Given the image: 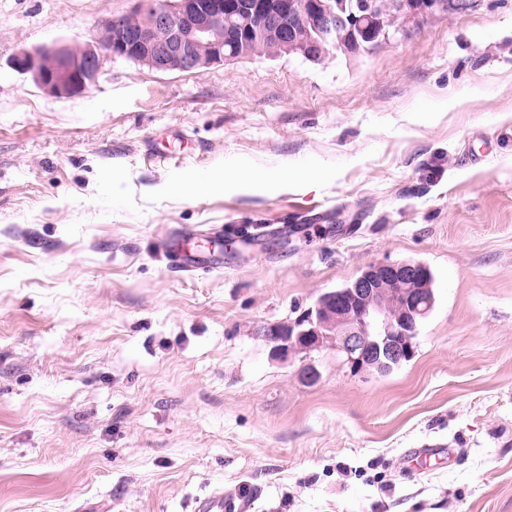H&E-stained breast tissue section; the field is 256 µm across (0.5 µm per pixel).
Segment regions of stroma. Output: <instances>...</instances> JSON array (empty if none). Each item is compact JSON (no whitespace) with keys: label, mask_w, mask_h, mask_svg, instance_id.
Listing matches in <instances>:
<instances>
[{"label":"stroma","mask_w":512,"mask_h":512,"mask_svg":"<svg viewBox=\"0 0 512 512\" xmlns=\"http://www.w3.org/2000/svg\"><path fill=\"white\" fill-rule=\"evenodd\" d=\"M131 7L0 0V512H512V0L318 62L108 59L69 100L14 69ZM228 224L260 235L176 271ZM407 259L410 361L275 355L267 327ZM246 502L242 498V502L237 506L234 499H224V493L210 494L197 501L196 512H241L245 511Z\"/></svg>","instance_id":"obj_1"}]
</instances>
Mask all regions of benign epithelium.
<instances>
[{
	"label": "benign epithelium",
	"instance_id": "7a95c632",
	"mask_svg": "<svg viewBox=\"0 0 512 512\" xmlns=\"http://www.w3.org/2000/svg\"><path fill=\"white\" fill-rule=\"evenodd\" d=\"M130 12L102 23L91 41L22 50L17 71L48 95L71 98L94 85L103 61L123 58L156 71L201 72L249 55L239 44L257 37L271 54L298 53L317 60L339 40L358 54L388 36L384 9L366 0L360 15L345 14L335 0H136ZM402 22L438 12H462L459 0H395ZM232 50L224 51V46ZM433 298L417 262L365 267L353 286L323 295L294 321L265 331L277 354H309L326 346L343 354L351 372L382 374L414 353L416 325Z\"/></svg>",
	"mask_w": 512,
	"mask_h": 512
}]
</instances>
